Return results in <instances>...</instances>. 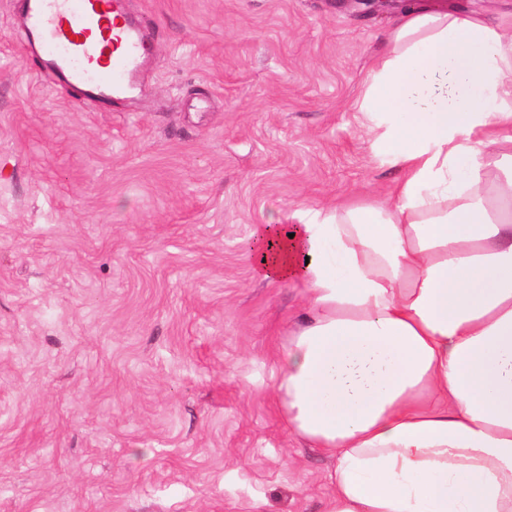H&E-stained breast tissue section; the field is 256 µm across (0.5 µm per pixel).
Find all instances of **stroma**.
<instances>
[{
    "instance_id": "35a3bbf8",
    "label": "stroma",
    "mask_w": 512,
    "mask_h": 512,
    "mask_svg": "<svg viewBox=\"0 0 512 512\" xmlns=\"http://www.w3.org/2000/svg\"><path fill=\"white\" fill-rule=\"evenodd\" d=\"M493 14L503 0H415ZM138 93L80 105L0 0V512H319L276 355L305 285L259 278L262 224L397 176L359 125L400 10L128 0Z\"/></svg>"
}]
</instances>
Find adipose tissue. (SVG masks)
Segmentation results:
<instances>
[{
	"label": "adipose tissue",
	"instance_id": "obj_1",
	"mask_svg": "<svg viewBox=\"0 0 512 512\" xmlns=\"http://www.w3.org/2000/svg\"><path fill=\"white\" fill-rule=\"evenodd\" d=\"M388 43L358 110L397 181L256 233L306 286L274 393L321 512H512V33L411 6Z\"/></svg>",
	"mask_w": 512,
	"mask_h": 512
}]
</instances>
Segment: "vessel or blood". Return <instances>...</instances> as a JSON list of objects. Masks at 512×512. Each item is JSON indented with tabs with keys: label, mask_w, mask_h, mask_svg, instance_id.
<instances>
[{
	"label": "vessel or blood",
	"mask_w": 512,
	"mask_h": 512,
	"mask_svg": "<svg viewBox=\"0 0 512 512\" xmlns=\"http://www.w3.org/2000/svg\"><path fill=\"white\" fill-rule=\"evenodd\" d=\"M127 0H23L27 43L44 68L81 100L100 103L135 87L151 27L129 18Z\"/></svg>",
	"instance_id": "b4317fda"
}]
</instances>
